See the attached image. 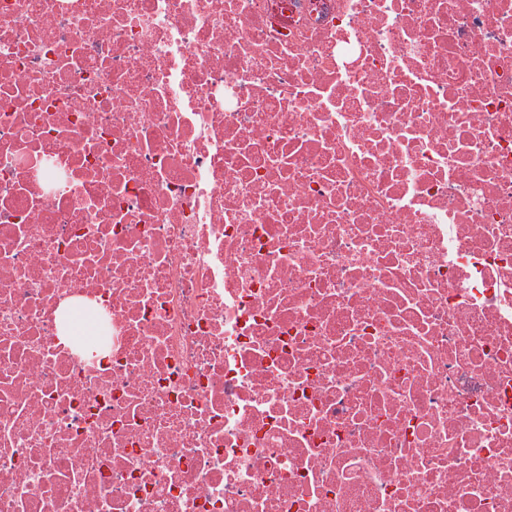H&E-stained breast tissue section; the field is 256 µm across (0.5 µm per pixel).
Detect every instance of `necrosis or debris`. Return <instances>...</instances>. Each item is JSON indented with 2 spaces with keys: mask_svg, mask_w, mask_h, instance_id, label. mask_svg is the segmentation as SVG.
<instances>
[{
  "mask_svg": "<svg viewBox=\"0 0 512 512\" xmlns=\"http://www.w3.org/2000/svg\"><path fill=\"white\" fill-rule=\"evenodd\" d=\"M0 512H512V0H0Z\"/></svg>",
  "mask_w": 512,
  "mask_h": 512,
  "instance_id": "obj_1",
  "label": "necrosis or debris"
}]
</instances>
